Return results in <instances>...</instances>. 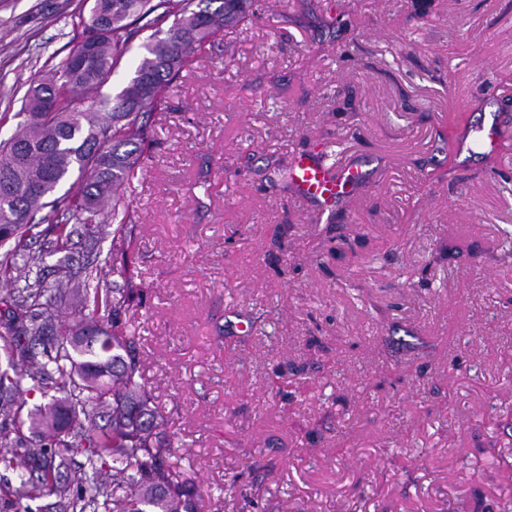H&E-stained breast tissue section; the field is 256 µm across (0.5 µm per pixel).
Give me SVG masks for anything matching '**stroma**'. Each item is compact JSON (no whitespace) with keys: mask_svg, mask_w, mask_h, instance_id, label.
Listing matches in <instances>:
<instances>
[{"mask_svg":"<svg viewBox=\"0 0 512 512\" xmlns=\"http://www.w3.org/2000/svg\"><path fill=\"white\" fill-rule=\"evenodd\" d=\"M88 17L0 0V140ZM154 121L133 328L202 512H512V0H280ZM302 155L365 173L334 223L275 185ZM498 134L495 129L490 127L489 129H478L475 130L471 135L469 141L466 139L463 142V148L468 151L473 149L480 150L482 152L491 153L494 152L497 147Z\"/></svg>","mask_w":512,"mask_h":512,"instance_id":"35a3bbf8","label":"stroma"}]
</instances>
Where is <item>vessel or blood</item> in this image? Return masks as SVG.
<instances>
[{
	"instance_id": "1",
	"label": "vessel or blood",
	"mask_w": 512,
	"mask_h": 512,
	"mask_svg": "<svg viewBox=\"0 0 512 512\" xmlns=\"http://www.w3.org/2000/svg\"><path fill=\"white\" fill-rule=\"evenodd\" d=\"M497 142L495 129H478L469 140L464 141L463 146L469 151L477 149L491 153L495 151ZM292 170L293 184L299 194L323 209L340 203L363 180L362 172L356 166L349 165L335 170L306 156L296 158Z\"/></svg>"
}]
</instances>
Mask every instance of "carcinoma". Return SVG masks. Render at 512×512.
I'll list each match as a JSON object with an SVG mask.
<instances>
[{"mask_svg":"<svg viewBox=\"0 0 512 512\" xmlns=\"http://www.w3.org/2000/svg\"><path fill=\"white\" fill-rule=\"evenodd\" d=\"M254 0H92L85 36L31 87L10 138L0 141V469L17 472L18 505L37 512H200L202 487L142 376L131 320L146 294L109 281L99 264L74 267L73 237L93 250L112 227L109 272L127 279L132 214L125 184L154 139L162 109L197 52L224 28L251 20ZM142 58L113 99H91L143 33ZM74 193L55 196L73 174ZM54 282L43 276L46 260ZM79 308L62 318L60 293ZM49 401L22 420L20 394ZM28 425L30 436L20 433ZM83 461L74 463V456ZM30 473L19 471L22 459Z\"/></svg>","mask_w":512,"mask_h":512,"instance_id":"obj_1","label":"carcinoma"}]
</instances>
